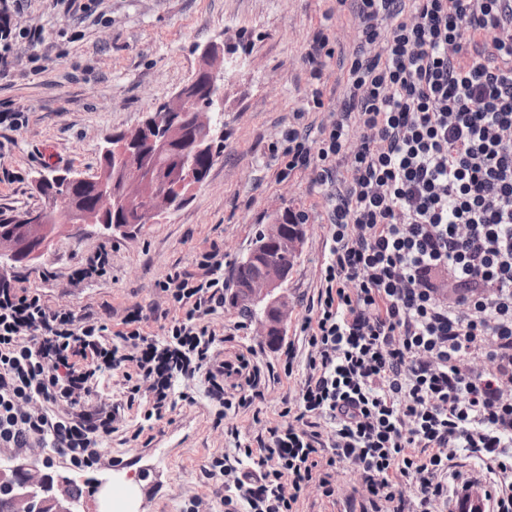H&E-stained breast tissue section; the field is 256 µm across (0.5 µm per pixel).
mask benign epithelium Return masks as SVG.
<instances>
[{
  "mask_svg": "<svg viewBox=\"0 0 512 512\" xmlns=\"http://www.w3.org/2000/svg\"><path fill=\"white\" fill-rule=\"evenodd\" d=\"M200 62L208 78L209 96L217 101L220 82L224 81L226 73L224 48L217 43L205 46L201 51ZM192 97V90L182 88L165 103L169 112V131L159 141H148L147 146L153 148L154 153L164 154L171 145L182 141L181 117L186 112L191 113L199 131L193 143L195 150H211L220 143L222 130L214 122L212 113L192 107ZM140 136L141 129L136 127L121 136L114 135L105 140L102 158L114 161V166L105 165L91 174L77 171L67 175L69 180L87 179L102 185L99 208L93 213L84 214L83 223L108 224L116 200L125 207H132L144 198H149L147 206L141 209L142 222L146 224L154 223L157 217L171 211L173 194L168 191L149 193L151 174L143 161L133 157L128 150L129 145L139 142ZM197 186V176L184 171L176 179L175 190L188 199ZM264 235L267 241L294 255L299 254L304 237L303 232H289L281 224L266 225ZM288 274L287 268L272 267L263 277L246 280L240 285V300L249 305H261L264 311L271 313V317L256 321L263 336H279L288 326V302L282 292ZM47 484L48 477L45 474L34 472L24 465L0 468V490L9 492L18 512H73V502L65 482H58L49 496L45 495Z\"/></svg>",
  "mask_w": 512,
  "mask_h": 512,
  "instance_id": "obj_1",
  "label": "benign epithelium"
}]
</instances>
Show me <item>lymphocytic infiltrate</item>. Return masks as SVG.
<instances>
[{
  "mask_svg": "<svg viewBox=\"0 0 512 512\" xmlns=\"http://www.w3.org/2000/svg\"><path fill=\"white\" fill-rule=\"evenodd\" d=\"M356 13L342 98L324 102L336 47L321 30L307 106L268 146L276 182L306 177L328 201L292 422L209 473L224 512H298L313 483L335 499L346 463L361 481L345 512H512V0H356ZM195 263L115 326L0 276V449L108 466L121 413L92 391L122 367L149 420L184 374L227 410L263 399L257 361L214 360L224 256L213 246ZM159 319L162 343L147 332Z\"/></svg>",
  "mask_w": 512,
  "mask_h": 512,
  "instance_id": "obj_1",
  "label": "lymphocytic infiltrate"
}]
</instances>
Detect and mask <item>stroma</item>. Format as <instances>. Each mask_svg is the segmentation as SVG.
<instances>
[{
	"mask_svg": "<svg viewBox=\"0 0 512 512\" xmlns=\"http://www.w3.org/2000/svg\"><path fill=\"white\" fill-rule=\"evenodd\" d=\"M328 10L330 36L338 49L351 50L358 20L336 0H101L88 13L68 0H22L18 24L33 39L17 45L11 74L0 79V112H24L29 121L19 130L0 126V210L41 206L35 171H95L105 138L138 126L171 99L195 74L202 48L214 42L223 44L229 62L224 150L175 214L114 231L78 225L35 264L8 265L5 274L23 276L50 304L104 320L109 310L157 302L156 280L175 266L195 271L197 253L214 244L224 252L225 278L233 279L257 232L283 211L304 210L311 214L306 237L284 288L283 339L299 341V299L319 286L324 200L304 180L276 183L267 147L305 102V54ZM103 243L112 247L110 277L71 285V271ZM212 322L223 337L215 346L219 359L250 351L273 371L264 399L222 412L200 378H181L162 419L146 423L137 409H127L103 447L112 467L78 471L59 458L45 467L78 484L88 498L85 512H103L120 482L133 491L125 512H180L199 497L220 505L224 485L206 473L212 458L281 424L283 401L296 396L302 367L285 376L282 349L258 336L254 322L229 302Z\"/></svg>",
	"mask_w": 512,
	"mask_h": 512,
	"instance_id": "stroma-1",
	"label": "stroma"
}]
</instances>
